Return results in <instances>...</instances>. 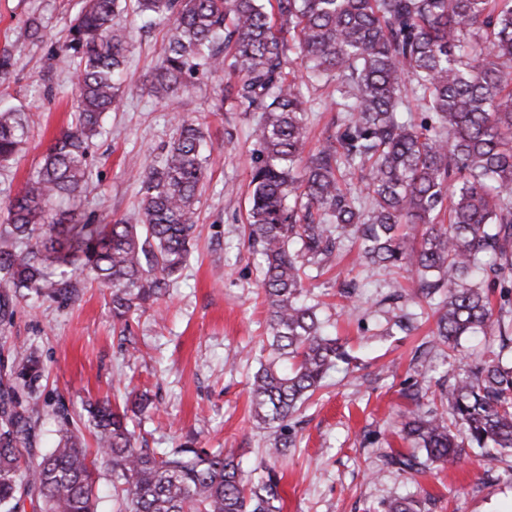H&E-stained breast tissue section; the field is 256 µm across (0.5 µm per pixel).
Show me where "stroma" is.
I'll return each instance as SVG.
<instances>
[{"label":"stroma","instance_id":"1","mask_svg":"<svg viewBox=\"0 0 512 512\" xmlns=\"http://www.w3.org/2000/svg\"><path fill=\"white\" fill-rule=\"evenodd\" d=\"M80 0H0V48L20 39L38 16L44 41L28 46L0 86V103L31 110L33 122L18 159L0 167V200L15 196L48 145L66 128L72 106V72L49 60V46L64 41ZM168 32L161 22L137 31L127 53L126 93L107 114L96 141V164L83 206L101 222L130 215L139 199V176L169 142L175 116L197 121L212 146L200 191L192 257L158 307L142 315L130 338L112 328L111 289L82 278V294L70 304L19 300L13 318L0 323V378L16 367V350L37 349L46 368L37 384L36 448L55 437L59 405H66L82 435H89L84 404L106 396L147 394L153 417L135 422L150 447L173 448L196 435L201 448L234 450L245 470L274 469L282 512H388L399 498L418 512H512V452L486 463L473 453L463 463L430 466L413 476L388 466L390 449L409 451L401 424L414 404L406 388H434L448 368L447 346L434 343L437 307L419 298L415 277L402 278L399 300H388L393 276L366 274L359 244L346 240L332 265L309 266L307 298L316 303L329 334L356 357L358 367L337 366L291 422L296 436L287 457L265 452L270 431L250 417V380L268 333L260 290L263 259L243 233L251 169L252 115L217 112L213 100L225 75L204 78L170 101L144 91ZM331 86L306 89L311 108L309 142L333 133L339 112L320 102ZM356 284L355 306L340 291ZM408 315L404 332L394 324Z\"/></svg>","mask_w":512,"mask_h":512}]
</instances>
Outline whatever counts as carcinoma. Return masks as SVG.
Segmentation results:
<instances>
[{
  "mask_svg": "<svg viewBox=\"0 0 512 512\" xmlns=\"http://www.w3.org/2000/svg\"><path fill=\"white\" fill-rule=\"evenodd\" d=\"M169 23L149 96L166 101L201 76H234L224 103L255 112L246 223L264 259L261 287L269 336L251 383V415L276 431L267 453L287 455L288 421L352 357L306 302V266L332 261L360 241L368 268L411 273L427 297L442 295L434 336L459 339L501 326L490 294L512 283V0H83L64 42L50 51L72 68L73 112L20 193L0 205V321L28 295L68 304L87 270L112 288L123 329L167 292L189 258L198 193L209 160L201 128L176 117L161 159L140 175L132 217L74 222L88 192L93 148L122 94L128 15ZM43 40L38 18L25 39L0 50V79ZM334 83L336 133L305 152L303 87ZM31 116L0 109V163L26 144ZM360 175L363 189L348 190ZM477 270L491 277L473 282ZM44 366L21 353L0 385V512H98L99 468L111 467L119 512H280L279 478L248 474L232 451L139 444L126 410L88 403L96 451L59 410V440L33 448V395ZM446 408L418 409L402 432L411 453L388 465L405 474L460 462L484 448L487 462L512 450V363L501 354L451 368L438 381Z\"/></svg>",
  "mask_w": 512,
  "mask_h": 512,
  "instance_id": "cac0c4a2",
  "label": "carcinoma"
}]
</instances>
